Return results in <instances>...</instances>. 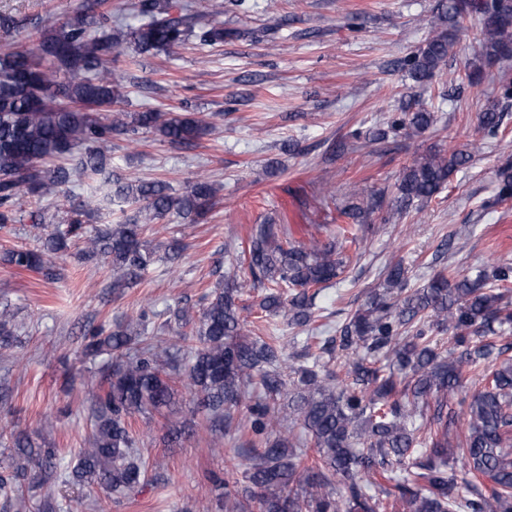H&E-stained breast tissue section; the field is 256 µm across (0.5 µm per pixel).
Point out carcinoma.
<instances>
[{
  "mask_svg": "<svg viewBox=\"0 0 512 512\" xmlns=\"http://www.w3.org/2000/svg\"><path fill=\"white\" fill-rule=\"evenodd\" d=\"M228 0H207L199 10L190 0H138L139 24L98 34L107 18L91 6L40 34L37 51L19 47L0 55V227L19 221L22 192L41 199L68 197L73 178L98 176L112 196L139 208L133 218L84 239L80 259L112 267V287L140 279L160 260L172 263L184 246L172 240L160 257L143 240L144 226L172 214L194 221L217 203V188L200 174L181 194L168 183L127 181L112 172V140L152 134L190 148L215 129L197 113L126 112L112 71V53L128 39L140 52L169 50L191 40L224 44L244 33L224 28ZM495 13L502 22L483 25L481 53L489 64L512 59V0H438L433 35L399 62L417 84L428 86L448 65L457 32L472 14ZM501 98L512 101V71L498 70ZM508 113L497 107L478 117L486 138L504 133ZM436 113L411 96L401 112L366 134L371 146L400 133H424ZM473 151H440L403 167L396 193L362 188L338 209L342 223L325 242L293 240L288 227L257 224L241 247L245 277L228 274L200 316L179 308L185 346L149 328L141 313L107 332L87 334L85 355L113 356L112 371L93 395L90 434L76 463L62 467L56 449L43 448L25 434H12L9 456L0 459V493L13 499L25 484L98 486L122 494L148 482V467L137 450L131 419L161 412L183 389L192 396L190 424L213 435L249 431L252 439L242 480L224 479V501L235 512H379L384 503L367 495L361 482L382 475L395 482L393 496L403 512H512V344L493 337L512 325V302L503 285L512 283V263L498 262L449 282L442 269L425 284L410 286L402 261L390 263L380 289L349 314L335 336H318L315 300L336 284L353 256L350 250L382 214L389 222L438 197L452 173L469 164ZM497 200H512V161L497 171ZM90 194L74 210L69 229L48 236L39 249L18 247L3 261L18 270H37L45 257L68 250L82 229V217L100 209ZM248 288H261L251 305ZM282 319L308 328L302 350L286 357L278 336H252L242 313ZM451 332L449 358L438 335ZM14 341L12 314L0 310V346ZM347 358L334 364L335 351ZM486 364L482 386L457 404L465 389L464 368ZM246 409V418L239 417ZM425 421L424 438L417 436ZM464 437L450 439L458 420ZM299 423L304 438L293 435Z\"/></svg>",
  "mask_w": 512,
  "mask_h": 512,
  "instance_id": "cac0c4a2",
  "label": "carcinoma"
}]
</instances>
